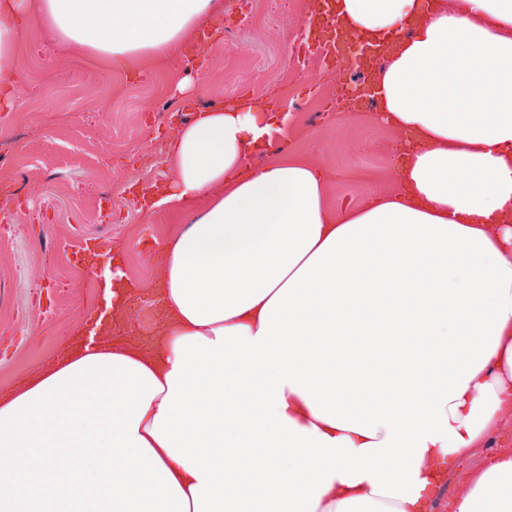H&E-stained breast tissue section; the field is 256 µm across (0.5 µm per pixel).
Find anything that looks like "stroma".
Wrapping results in <instances>:
<instances>
[{
	"label": "stroma",
	"mask_w": 512,
	"mask_h": 512,
	"mask_svg": "<svg viewBox=\"0 0 512 512\" xmlns=\"http://www.w3.org/2000/svg\"><path fill=\"white\" fill-rule=\"evenodd\" d=\"M303 20L293 9L264 11L255 0L246 22L228 34L223 14L214 15L191 70L193 103L201 110L250 95L265 75L287 73L268 92L298 118L287 150L334 176L335 207H355L391 188L392 137L370 112L344 129L302 116V104L346 84L351 65L342 60L336 79L311 83L293 54ZM18 65L16 108L0 112V215L10 218L0 223V388L62 350L104 304L101 274L73 260L79 244L120 252L132 285L147 286L172 222L161 209L144 214L121 192L132 178L155 184L171 176L170 129L160 117L178 103L164 92L167 72L131 79L87 61L81 49L40 41L21 48Z\"/></svg>",
	"instance_id": "obj_1"
}]
</instances>
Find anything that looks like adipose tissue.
Segmentation results:
<instances>
[{
	"mask_svg": "<svg viewBox=\"0 0 512 512\" xmlns=\"http://www.w3.org/2000/svg\"><path fill=\"white\" fill-rule=\"evenodd\" d=\"M224 0H0V106L30 40L130 76L186 50ZM386 52L374 78L394 188L334 178L249 96L175 127L177 212L155 326L107 312L0 390V512H512V0H335ZM262 165H253L255 156ZM498 445L492 458L485 448Z\"/></svg>",
	"mask_w": 512,
	"mask_h": 512,
	"instance_id": "1",
	"label": "adipose tissue"
}]
</instances>
